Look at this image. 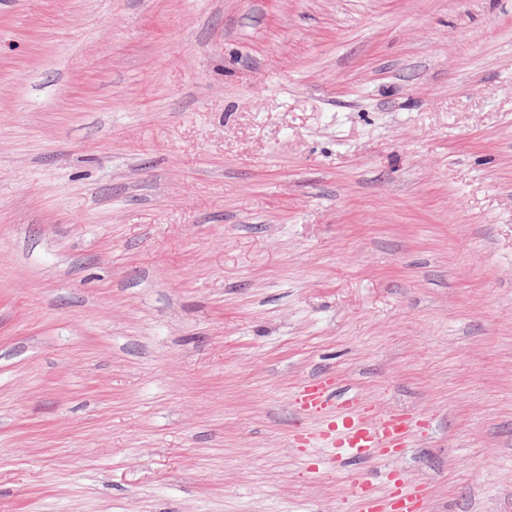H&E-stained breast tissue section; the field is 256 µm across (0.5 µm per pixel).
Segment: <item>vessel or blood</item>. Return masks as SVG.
<instances>
[{
	"mask_svg": "<svg viewBox=\"0 0 512 512\" xmlns=\"http://www.w3.org/2000/svg\"><path fill=\"white\" fill-rule=\"evenodd\" d=\"M334 391L333 382L314 380L297 393L296 401L306 412L320 416L332 407ZM355 403V397L343 399L335 409V420L304 436L309 446L325 450L331 465L369 462L379 456L382 449L402 446L409 436L408 419L404 414L389 411L371 418L357 409ZM423 499L424 492L418 484L400 486L390 500L368 495L367 512H419Z\"/></svg>",
	"mask_w": 512,
	"mask_h": 512,
	"instance_id": "b4317fda",
	"label": "vessel or blood"
}]
</instances>
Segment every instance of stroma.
I'll use <instances>...</instances> for the list:
<instances>
[{
    "label": "stroma",
    "mask_w": 512,
    "mask_h": 512,
    "mask_svg": "<svg viewBox=\"0 0 512 512\" xmlns=\"http://www.w3.org/2000/svg\"><path fill=\"white\" fill-rule=\"evenodd\" d=\"M418 425L294 446L308 380ZM512 512V0H0V512ZM385 479L396 486L394 496L397 497L396 509L400 512H419L424 499V491L418 484H409L407 486L396 485L394 477L390 474Z\"/></svg>",
    "instance_id": "stroma-1"
}]
</instances>
